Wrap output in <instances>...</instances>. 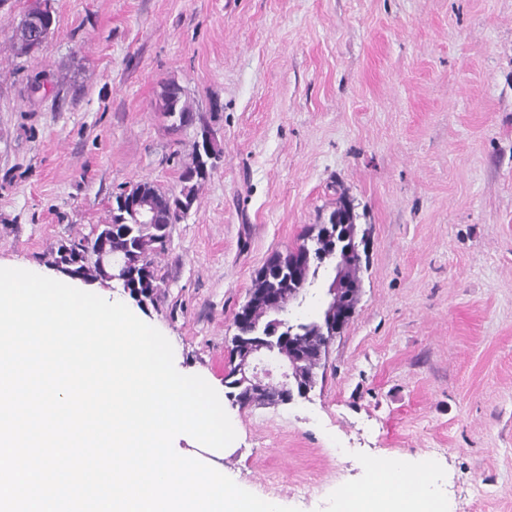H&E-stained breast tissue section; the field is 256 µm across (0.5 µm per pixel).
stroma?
I'll return each mask as SVG.
<instances>
[{
  "label": "stroma",
  "mask_w": 512,
  "mask_h": 512,
  "mask_svg": "<svg viewBox=\"0 0 512 512\" xmlns=\"http://www.w3.org/2000/svg\"><path fill=\"white\" fill-rule=\"evenodd\" d=\"M31 2L0 5V267L56 272L122 189L177 190L207 125L223 156L138 308L177 370L223 383L257 269L339 198L369 242L308 396L225 401V468L336 512L402 455L434 462L447 512H512V0H50L20 56ZM171 81L198 125L161 115ZM20 28L28 37L32 36V40L39 42L51 29V24L47 25L45 15L27 13L20 22Z\"/></svg>",
  "instance_id": "stroma-1"
}]
</instances>
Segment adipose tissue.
I'll return each mask as SVG.
<instances>
[{
    "mask_svg": "<svg viewBox=\"0 0 512 512\" xmlns=\"http://www.w3.org/2000/svg\"><path fill=\"white\" fill-rule=\"evenodd\" d=\"M352 512H447L429 488L428 469L394 456L375 468L372 481L351 493Z\"/></svg>",
    "mask_w": 512,
    "mask_h": 512,
    "instance_id": "obj_1",
    "label": "adipose tissue"
}]
</instances>
